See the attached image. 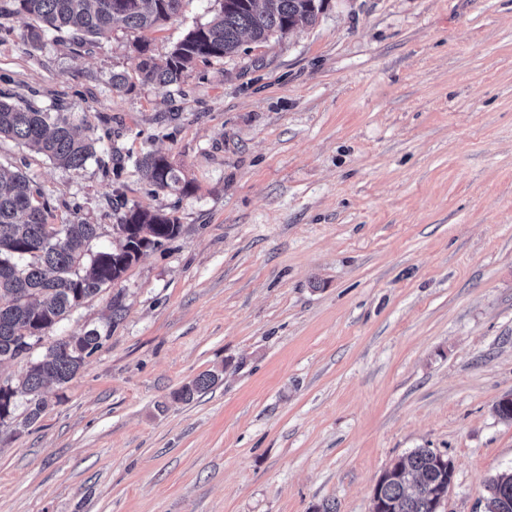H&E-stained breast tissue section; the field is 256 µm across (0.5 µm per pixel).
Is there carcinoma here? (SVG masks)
Listing matches in <instances>:
<instances>
[{
    "instance_id": "carcinoma-1",
    "label": "carcinoma",
    "mask_w": 512,
    "mask_h": 512,
    "mask_svg": "<svg viewBox=\"0 0 512 512\" xmlns=\"http://www.w3.org/2000/svg\"><path fill=\"white\" fill-rule=\"evenodd\" d=\"M186 0H0V16L16 13L35 22L27 41L39 49L46 33L67 36L96 46L112 26L144 32L177 17ZM212 18L193 27L175 43L162 62L146 55L138 70L145 83L170 87L181 84L199 61L223 58L239 51L243 38L264 42L284 37L303 23H313L325 0H215ZM26 144L56 165L80 170L97 156L101 138L87 125L79 132L70 113L43 110L32 103L0 99V138ZM160 191L191 193L190 183L165 156L147 153L135 161ZM112 233L118 245L86 258L89 243L99 237L100 225L74 219L49 223L45 191L20 169L0 167V363L31 353L47 330L62 321L85 299L125 274L149 248L176 238L181 225L172 215L141 205L116 208ZM102 336L89 330L63 337L31 361L17 385L0 386V428L8 426L19 394L28 396L26 422H36L46 409L43 391L62 386L77 375L85 358L101 345ZM219 374L204 371L174 393L190 402L212 389ZM454 466L448 456L418 448L384 471L376 484L381 512H436L433 493L448 487ZM483 512H512V471L502 472L486 485Z\"/></svg>"
}]
</instances>
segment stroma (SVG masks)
I'll return each mask as SVG.
<instances>
[{"label": "stroma", "mask_w": 512, "mask_h": 512, "mask_svg": "<svg viewBox=\"0 0 512 512\" xmlns=\"http://www.w3.org/2000/svg\"><path fill=\"white\" fill-rule=\"evenodd\" d=\"M215 7L91 49L0 17V95L111 132L80 171L0 140L51 223L100 225L93 253L120 202L182 226L34 347L103 337L35 423L18 402L0 512H371L418 448L454 464L441 512H482L512 470V0H328L181 87L138 80L136 44L164 60ZM147 152L192 193L136 173ZM219 379V374L216 372L211 370L204 371L176 391L174 398L182 402H191L195 395L204 394L212 389L218 383Z\"/></svg>", "instance_id": "35a3bbf8"}]
</instances>
